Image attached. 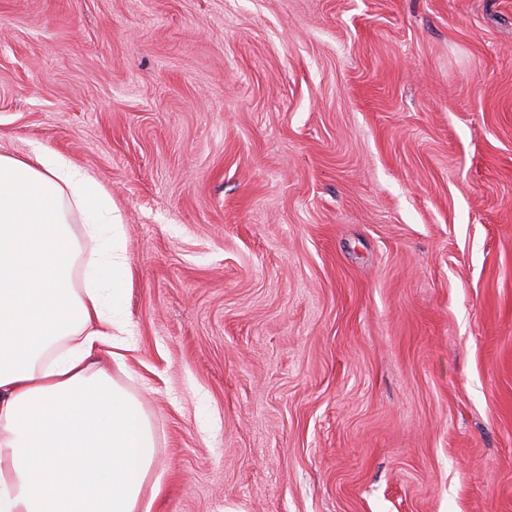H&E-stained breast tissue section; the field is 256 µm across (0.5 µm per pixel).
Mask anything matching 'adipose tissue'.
Masks as SVG:
<instances>
[{
    "instance_id": "adipose-tissue-1",
    "label": "adipose tissue",
    "mask_w": 512,
    "mask_h": 512,
    "mask_svg": "<svg viewBox=\"0 0 512 512\" xmlns=\"http://www.w3.org/2000/svg\"><path fill=\"white\" fill-rule=\"evenodd\" d=\"M80 228H73L72 216ZM112 199L64 156L0 153V512H141L155 438L125 364Z\"/></svg>"
}]
</instances>
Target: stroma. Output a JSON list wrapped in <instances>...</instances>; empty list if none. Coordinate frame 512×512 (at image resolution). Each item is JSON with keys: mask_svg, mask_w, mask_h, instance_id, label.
<instances>
[{"mask_svg": "<svg viewBox=\"0 0 512 512\" xmlns=\"http://www.w3.org/2000/svg\"><path fill=\"white\" fill-rule=\"evenodd\" d=\"M112 198L149 512H512V0H0V153Z\"/></svg>", "mask_w": 512, "mask_h": 512, "instance_id": "1", "label": "stroma"}]
</instances>
